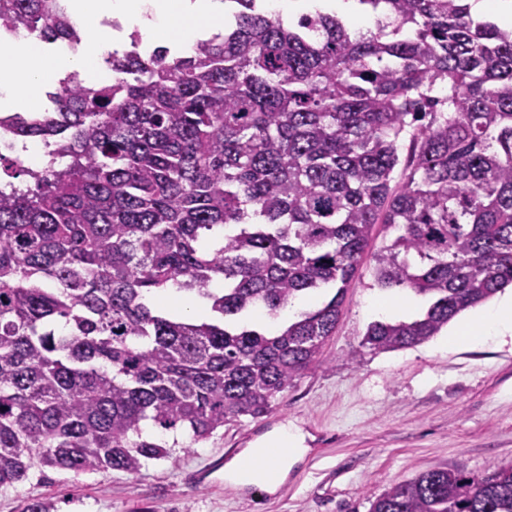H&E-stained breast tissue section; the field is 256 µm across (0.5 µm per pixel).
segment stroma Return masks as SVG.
Returning a JSON list of instances; mask_svg holds the SVG:
<instances>
[{
    "label": "stroma",
    "mask_w": 512,
    "mask_h": 512,
    "mask_svg": "<svg viewBox=\"0 0 512 512\" xmlns=\"http://www.w3.org/2000/svg\"><path fill=\"white\" fill-rule=\"evenodd\" d=\"M372 266L365 259L348 288L321 364L266 415L227 422L136 475L32 472L0 488V512H23L33 500L53 502L55 512H369L389 487L432 468L485 476L512 465V338L458 345L442 332L392 352L362 347L378 319L374 303L404 295L380 289ZM287 424L300 429L305 454L275 492L225 482L231 459Z\"/></svg>",
    "instance_id": "obj_1"
}]
</instances>
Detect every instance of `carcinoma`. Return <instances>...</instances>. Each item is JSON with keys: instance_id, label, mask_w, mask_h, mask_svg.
<instances>
[{"instance_id": "1", "label": "carcinoma", "mask_w": 512, "mask_h": 512, "mask_svg": "<svg viewBox=\"0 0 512 512\" xmlns=\"http://www.w3.org/2000/svg\"><path fill=\"white\" fill-rule=\"evenodd\" d=\"M224 34L180 56L138 41L114 78L68 79L11 139L52 158L0 175V488L35 467L136 475L224 423L266 413L336 329L372 256L381 289L428 298L375 321L373 352L424 343L512 286V27L468 0H354L285 26L221 0ZM84 39L68 0H0V22ZM174 288L210 303L182 319ZM335 289L277 332L300 294ZM370 512H512V467L435 468Z\"/></svg>"}]
</instances>
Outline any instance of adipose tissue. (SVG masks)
I'll use <instances>...</instances> for the list:
<instances>
[{
  "instance_id": "adipose-tissue-1",
  "label": "adipose tissue",
  "mask_w": 512,
  "mask_h": 512,
  "mask_svg": "<svg viewBox=\"0 0 512 512\" xmlns=\"http://www.w3.org/2000/svg\"><path fill=\"white\" fill-rule=\"evenodd\" d=\"M72 9L75 18L81 21L90 20L99 11L112 13L127 27L137 29L143 40L161 47L192 45L193 30L175 34V22L209 23L220 18L219 0H73ZM102 54L99 47L64 60L46 56L35 48L22 57L1 53L0 72L8 74L10 81L0 84V108L8 106L19 89L28 91L31 105H38L41 86L64 66L78 70L86 80L104 81ZM493 333L512 335V297L461 322L450 332L448 340L470 343ZM304 453L300 432L283 426L272 438L260 440L235 459L225 470L224 479L234 486L259 485L272 492Z\"/></svg>"
}]
</instances>
